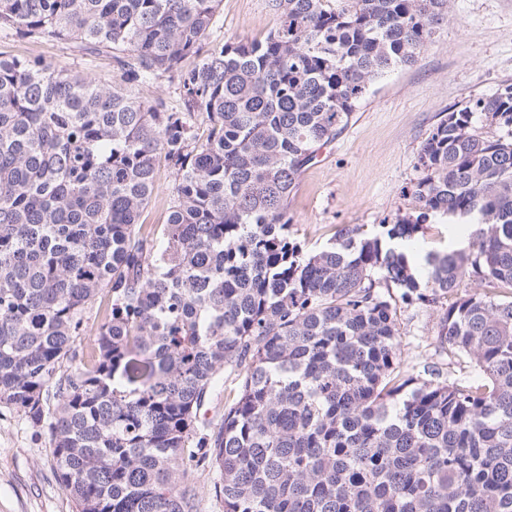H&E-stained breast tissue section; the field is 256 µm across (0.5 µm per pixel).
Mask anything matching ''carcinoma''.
<instances>
[{"label":"carcinoma","instance_id":"obj_1","mask_svg":"<svg viewBox=\"0 0 512 512\" xmlns=\"http://www.w3.org/2000/svg\"><path fill=\"white\" fill-rule=\"evenodd\" d=\"M268 2L278 26L242 42L210 39L222 0H0V29L117 70L0 51V406L48 431L77 512H197L201 468L224 512H512V86L432 128L415 217L307 255L298 173L448 0ZM157 80L179 106L133 93ZM431 217L475 229L422 282L390 243ZM403 304L441 305L443 362L405 361ZM1 50L11 51L14 54L38 58L56 69H65L81 74H88L98 78L112 79L113 61L111 58L97 54L86 55L71 42H41L21 40L0 31ZM173 181L174 176L171 169L161 160L156 170V190L140 218V224H145L148 227L166 224Z\"/></svg>","mask_w":512,"mask_h":512}]
</instances>
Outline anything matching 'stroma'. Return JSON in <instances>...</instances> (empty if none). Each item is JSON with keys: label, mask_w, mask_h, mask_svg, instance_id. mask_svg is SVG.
Masks as SVG:
<instances>
[{"label": "stroma", "mask_w": 512, "mask_h": 512, "mask_svg": "<svg viewBox=\"0 0 512 512\" xmlns=\"http://www.w3.org/2000/svg\"><path fill=\"white\" fill-rule=\"evenodd\" d=\"M277 25L267 0H223L216 38L264 39ZM0 48L58 69L102 79L111 58L87 55L70 42L23 40L0 31ZM512 85V0H448V22L413 66L377 80L345 129L299 174L288 198L289 233L303 249L331 242L337 229L378 230L413 213L417 153L449 108ZM464 226L440 219L423 224L411 255L467 247ZM435 307L402 314V349L410 361L435 362L428 345ZM0 512H76L59 484L46 431L0 407Z\"/></svg>", "instance_id": "obj_1"}]
</instances>
